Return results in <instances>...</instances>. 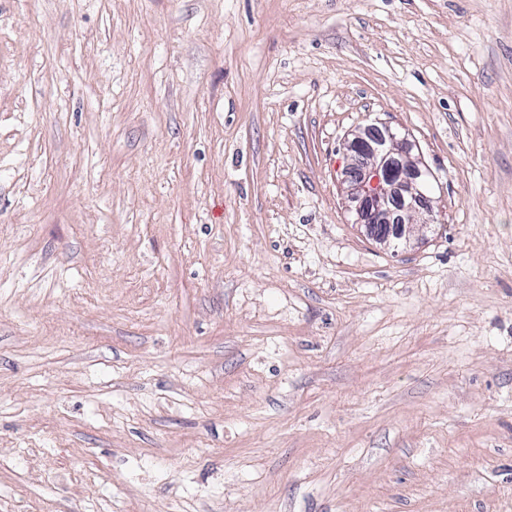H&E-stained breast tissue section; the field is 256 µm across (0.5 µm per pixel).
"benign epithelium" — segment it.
I'll return each instance as SVG.
<instances>
[{
	"instance_id": "obj_1",
	"label": "benign epithelium",
	"mask_w": 512,
	"mask_h": 512,
	"mask_svg": "<svg viewBox=\"0 0 512 512\" xmlns=\"http://www.w3.org/2000/svg\"><path fill=\"white\" fill-rule=\"evenodd\" d=\"M350 163L342 180L347 207L368 237L389 249L411 244L435 222L434 174L415 140L388 124L367 126L343 144Z\"/></svg>"
}]
</instances>
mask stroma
Returning a JSON list of instances; mask_svg holds the SVG:
<instances>
[{
    "mask_svg": "<svg viewBox=\"0 0 512 512\" xmlns=\"http://www.w3.org/2000/svg\"><path fill=\"white\" fill-rule=\"evenodd\" d=\"M0 512H512V0H0ZM351 135L343 144L350 163L342 185L355 224L384 248L410 246L416 229L435 222L434 174L416 141L396 127L367 126Z\"/></svg>",
    "mask_w": 512,
    "mask_h": 512,
    "instance_id": "obj_1",
    "label": "stroma"
}]
</instances>
